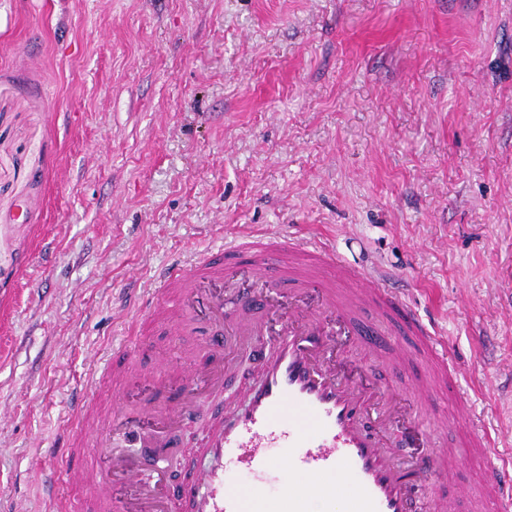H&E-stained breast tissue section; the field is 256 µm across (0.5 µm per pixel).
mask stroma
Listing matches in <instances>:
<instances>
[{
  "instance_id": "stroma-1",
  "label": "stroma",
  "mask_w": 512,
  "mask_h": 512,
  "mask_svg": "<svg viewBox=\"0 0 512 512\" xmlns=\"http://www.w3.org/2000/svg\"><path fill=\"white\" fill-rule=\"evenodd\" d=\"M326 242L444 337L512 461V0H0V512H56L59 451L165 265L243 234ZM152 334L146 372L195 345ZM345 368L409 395L357 331ZM197 448L256 374L233 337Z\"/></svg>"
}]
</instances>
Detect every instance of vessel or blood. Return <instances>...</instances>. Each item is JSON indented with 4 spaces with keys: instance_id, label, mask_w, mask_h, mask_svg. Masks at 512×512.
<instances>
[{
    "instance_id": "1",
    "label": "vessel or blood",
    "mask_w": 512,
    "mask_h": 512,
    "mask_svg": "<svg viewBox=\"0 0 512 512\" xmlns=\"http://www.w3.org/2000/svg\"><path fill=\"white\" fill-rule=\"evenodd\" d=\"M159 279L161 290L143 320L176 332L187 318L198 319L208 356L173 375H150L155 397L179 387L169 408L156 409L148 400L135 416L117 402L82 417L62 445L66 463H79L81 478L75 494L60 500V512H178L184 501L192 512H268L263 486L275 472L312 480L337 476L320 499L322 512H419L424 502L447 512L457 478L438 481L437 454H415V417L347 376L338 357L337 337L370 312L400 338L392 354L367 340L379 358L405 368L423 357L431 362L433 377L410 378L419 401H431L441 389L459 393L445 341L413 312H401L397 292L383 278L337 260L319 241L266 235L189 265L171 264ZM280 292L287 293L288 306L278 310L270 297ZM326 313L334 322L323 321ZM228 331L254 338L256 379L246 389V405L225 410L209 433L202 450L208 466L193 484L170 486L163 450L191 421L198 398L223 387ZM398 426L404 436L389 445L386 438ZM462 446L485 463L479 487L458 496L465 512H512V465L491 461V440L481 429H471ZM118 479L133 493L116 495ZM350 486L356 495L347 494Z\"/></svg>"
}]
</instances>
